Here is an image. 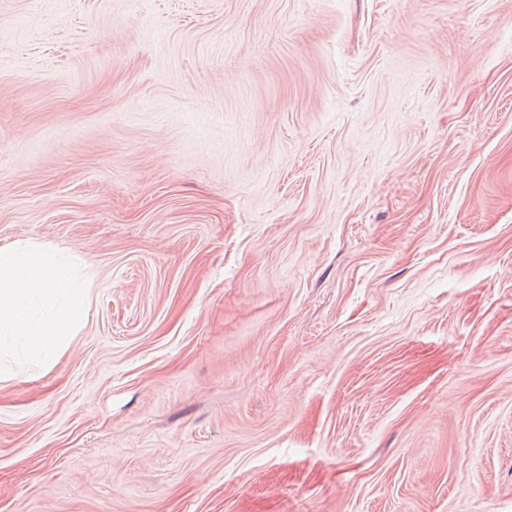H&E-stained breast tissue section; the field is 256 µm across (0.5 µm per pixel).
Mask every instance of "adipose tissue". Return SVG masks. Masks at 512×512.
Wrapping results in <instances>:
<instances>
[{"label":"adipose tissue","instance_id":"1","mask_svg":"<svg viewBox=\"0 0 512 512\" xmlns=\"http://www.w3.org/2000/svg\"><path fill=\"white\" fill-rule=\"evenodd\" d=\"M88 298V287L63 273L55 252L34 244L0 248L1 336L51 359L53 341L68 336L71 321ZM36 305L54 311V318L36 321Z\"/></svg>","mask_w":512,"mask_h":512}]
</instances>
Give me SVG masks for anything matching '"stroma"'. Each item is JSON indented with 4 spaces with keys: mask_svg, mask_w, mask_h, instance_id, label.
Returning <instances> with one entry per match:
<instances>
[{
    "mask_svg": "<svg viewBox=\"0 0 512 512\" xmlns=\"http://www.w3.org/2000/svg\"><path fill=\"white\" fill-rule=\"evenodd\" d=\"M0 512H512V0H0ZM88 299L89 288L63 273L55 252L35 244L0 248L1 336L14 338L49 361L53 356L50 340L69 336L71 321ZM34 304L54 310V318L36 321Z\"/></svg>",
    "mask_w": 512,
    "mask_h": 512,
    "instance_id": "35a3bbf8",
    "label": "stroma"
}]
</instances>
